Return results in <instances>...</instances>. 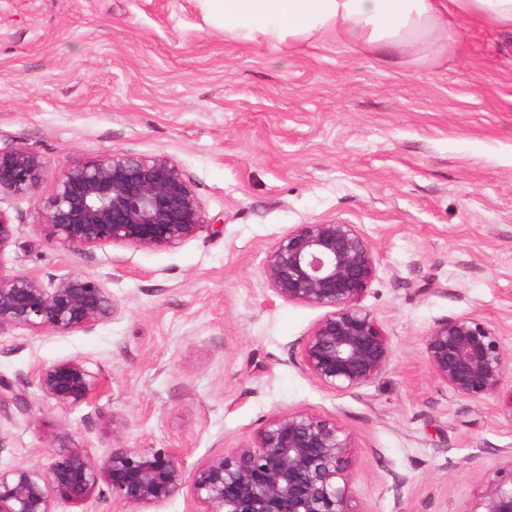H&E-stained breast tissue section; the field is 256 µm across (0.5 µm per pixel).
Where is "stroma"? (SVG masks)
<instances>
[{"instance_id":"stroma-1","label":"stroma","mask_w":512,"mask_h":512,"mask_svg":"<svg viewBox=\"0 0 512 512\" xmlns=\"http://www.w3.org/2000/svg\"><path fill=\"white\" fill-rule=\"evenodd\" d=\"M46 164L0 272L92 275L112 320L65 336L0 333V466L47 463L61 436L102 455L163 448L186 474L272 415L335 420L357 448L360 512H470L512 458L501 399L432 377L438 322L487 323L512 354V34L462 30L437 65L386 68L326 40L297 51L225 37L199 0H0V150ZM110 153L176 160L205 226L174 248L46 242L37 204L69 165ZM354 224L375 248L361 304L394 348L366 385L336 391L300 362L322 309L280 299L267 251L298 224ZM78 358L90 403L31 381ZM126 424L113 433L103 414Z\"/></svg>"}]
</instances>
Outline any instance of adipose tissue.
<instances>
[{
    "instance_id": "1",
    "label": "adipose tissue",
    "mask_w": 512,
    "mask_h": 512,
    "mask_svg": "<svg viewBox=\"0 0 512 512\" xmlns=\"http://www.w3.org/2000/svg\"><path fill=\"white\" fill-rule=\"evenodd\" d=\"M225 36L297 49L324 39L399 68L458 49L462 23L512 33V0H202Z\"/></svg>"
}]
</instances>
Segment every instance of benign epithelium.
Listing matches in <instances>:
<instances>
[{"instance_id": "1", "label": "benign epithelium", "mask_w": 512, "mask_h": 512, "mask_svg": "<svg viewBox=\"0 0 512 512\" xmlns=\"http://www.w3.org/2000/svg\"><path fill=\"white\" fill-rule=\"evenodd\" d=\"M46 174L36 153L0 151V194L31 195ZM36 227L75 251L103 245L173 248L203 227L202 204L180 165L166 155L111 153L76 162L39 201ZM15 227L0 212V255ZM264 276L288 302L325 313L301 345L304 368L322 385L361 387L390 364L394 351L378 319L361 306L376 273L374 248L354 224H297L264 258ZM112 295L94 277L71 273L49 285L35 276L0 273V332L66 335L112 320ZM431 375L454 394L501 395L512 367L499 338L471 317L437 323L426 336ZM33 385L56 404L89 401L94 381L80 359L36 368ZM354 437L335 421L304 410L274 414L247 443L204 461L192 475L199 512H361L350 489ZM130 512L172 499L186 485L165 449L114 445L93 457L58 439L46 465L0 468V512H56L91 502L100 483ZM470 512H512V459Z\"/></svg>"}]
</instances>
